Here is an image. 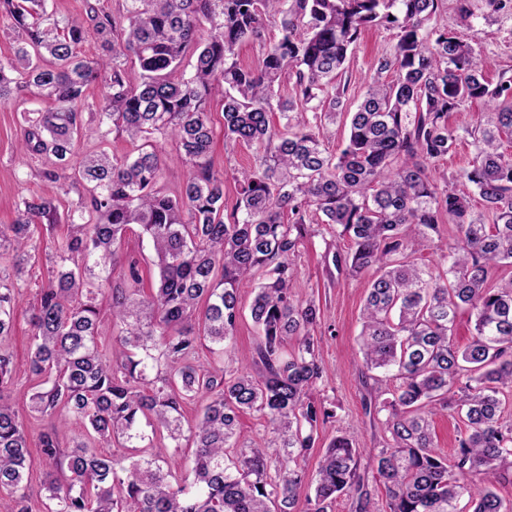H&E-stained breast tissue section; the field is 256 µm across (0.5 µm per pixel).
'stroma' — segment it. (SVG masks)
<instances>
[{
	"label": "stroma",
	"mask_w": 512,
	"mask_h": 512,
	"mask_svg": "<svg viewBox=\"0 0 512 512\" xmlns=\"http://www.w3.org/2000/svg\"><path fill=\"white\" fill-rule=\"evenodd\" d=\"M473 13L472 44L480 52L484 71L490 82L512 79V0H503L502 7L491 6L489 0H469ZM395 43V32L383 27L368 28L349 56L346 65L348 79L344 98L347 104H356L363 86L375 71L378 58L389 52ZM47 101L30 102L19 99L0 105V224L11 223L15 209L23 198L34 194L58 198L60 204L77 200L83 192L81 184L74 183L68 194H61L57 185L45 181L41 172L50 161L40 156L20 152L17 144L22 137L21 116L24 111L47 108ZM212 120L216 137L212 153L215 169L246 168L252 163L253 151L246 146L225 147L223 116L220 105H212ZM334 238L328 226H321L317 236L306 242L295 257L297 270L296 295L314 298L320 308V318L313 334L320 342L326 365V377L318 383L321 397L335 402L337 420L325 424L319 434L316 449L308 460V470H315L322 449L336 432L352 435L361 454H368L374 439L361 405L358 372L362 359L357 351V337L361 329L360 311L366 294L368 279H351L326 267L323 255ZM50 242L37 236L32 241L31 258L20 284L19 301L15 309L16 324L5 347L14 356L15 383L10 398L18 410H25L30 395V381L26 371L27 353L31 343L28 325L29 308L39 288L45 283L50 265Z\"/></svg>",
	"instance_id": "35a3bbf8"
}]
</instances>
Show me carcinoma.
Masks as SVG:
<instances>
[{
	"label": "carcinoma",
	"instance_id": "cac0c4a2",
	"mask_svg": "<svg viewBox=\"0 0 512 512\" xmlns=\"http://www.w3.org/2000/svg\"><path fill=\"white\" fill-rule=\"evenodd\" d=\"M443 0H120L103 12L58 20L45 0H0V19L17 33L14 57L0 62V104L28 96L53 106L24 113L21 151L54 158L42 177L81 180L85 193L62 214L54 200L22 201L0 225V260L18 279L28 246L44 230L54 266L29 320L33 346L30 410L47 420L37 453L50 467L45 512H329L336 498L375 512L369 481L382 484L388 512H512L498 486L512 484V81L492 84L463 36L432 25ZM279 22L255 68L238 48ZM92 25L105 54L79 57ZM372 26L396 30L355 111L340 90L348 54ZM193 71H181L186 58ZM138 68L132 81L125 61ZM391 74L387 79L384 74ZM105 93L98 123L82 119L85 91ZM293 83H288V80ZM220 98L224 143L254 149L233 177L213 169L210 104ZM482 99L473 127L448 113ZM349 119L339 155L324 138ZM279 117L281 122L274 121ZM472 139L468 167L439 186L429 167ZM125 138L133 153H85L81 140ZM175 144L192 174L178 195L157 189L163 160L154 142ZM463 180L483 202L456 189ZM326 224L346 254H332L349 277L373 272L361 314L358 353L364 414L380 441L362 457L344 434L331 439L315 474L306 462L318 427L336 410L314 397L324 365L311 330L319 306L294 293L293 259ZM455 231L446 268L433 273L415 254ZM148 237L158 277L149 293L126 233ZM258 280L251 305L257 339L250 364L226 376L198 350L234 359L241 318L238 286ZM108 297L118 356L104 349L99 297ZM18 300L0 275V496L29 512L34 459L26 425L8 393L13 355L1 347ZM473 334L455 341L460 312ZM209 403L183 426L184 406ZM259 413L267 447L241 444L239 414ZM461 422L451 457L442 455L433 417ZM76 426L122 455L65 444ZM159 444L141 449L145 428ZM193 442L177 472L171 448Z\"/></svg>",
	"mask_w": 512,
	"mask_h": 512
}]
</instances>
